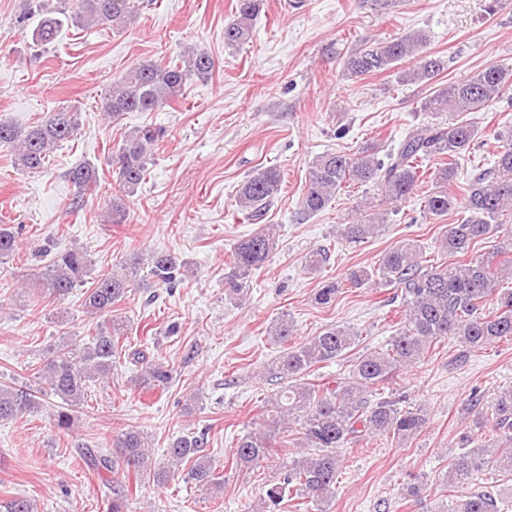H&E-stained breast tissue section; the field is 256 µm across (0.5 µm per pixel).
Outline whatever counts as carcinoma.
<instances>
[{
    "instance_id": "obj_1",
    "label": "carcinoma",
    "mask_w": 512,
    "mask_h": 512,
    "mask_svg": "<svg viewBox=\"0 0 512 512\" xmlns=\"http://www.w3.org/2000/svg\"><path fill=\"white\" fill-rule=\"evenodd\" d=\"M136 0H26L23 17L32 16L37 24L31 32L32 44L45 47L57 41L70 27L126 26L135 13ZM263 0H237L235 19L224 26V45L236 49L252 37V22ZM427 37L413 33L370 44L343 60L344 72L351 77L381 73L399 64L411 66L400 71L406 84L433 85L422 109L432 114H454L458 120L419 127L408 133L397 146L385 153L367 144L351 151L326 152L311 162L307 189L300 202L301 216L322 212L343 188L360 185L378 187L391 212L411 198L423 184L422 164L432 163L433 188L425 197L424 211L443 217L459 208L467 213L460 222L443 226L436 239L437 252L448 257L439 265H425L423 248L407 242L386 251L368 268L351 271L346 282L353 288L370 285L392 286L400 298L401 320L386 348L360 355L348 374L332 382L315 385L306 381V371L332 361L355 345L358 333L350 327L329 325L306 341L290 346L293 322L282 319L271 327L275 342L283 345L268 365L267 373L288 384L275 391L266 402L271 429L246 432L237 441L233 459L239 468L256 467L276 454L275 432H288L286 424L300 426L306 443L315 449L312 456L282 465L279 481L270 485L257 507L259 512H282L286 497L306 500L311 512H327L341 468L340 450L354 444L386 437L398 442L420 434L426 422L422 407L406 408L395 393L385 389L400 370L425 358L432 346L454 339L469 348H482L502 339H512V259L498 268L492 260L475 258L457 261L475 243L488 237L499 239L498 252L512 255V129L498 132L506 140L489 170L471 174L464 184V198L450 186L457 180L459 160L474 145L477 130L461 115L488 107L512 93V68L489 64L477 73L456 81L439 83L445 64L439 58L422 54ZM215 68L214 59L204 51L183 58L182 63L143 61L120 80L112 83L101 97L102 111L110 119L126 112H155L183 95L186 82L207 78ZM77 113L70 110L48 112L38 123L22 128L0 118V148L14 155L15 164L29 173L43 171L51 153L78 130ZM155 137L149 129L125 133L112 152V168L120 190L132 195L145 181L153 156ZM78 195L97 183L95 168L81 164L69 172ZM281 173L275 166L253 169L240 184L238 203L251 218L259 219L281 190ZM386 218L372 216L352 224H341L338 234L350 243H359L381 232ZM275 238L268 227L240 240L232 250L231 272L225 277L224 295L236 303L244 297L245 279L269 258ZM17 250L13 227L0 224V261ZM330 261L324 249L312 251L306 267L316 274ZM184 264L170 253L152 255L149 275L160 284H172ZM140 260L134 256L112 273L102 276L84 292L83 307L91 314L108 319L96 327L83 345L66 342L54 348L41 363L38 375L47 389L25 383L0 385V420L32 414L41 406V396L51 392L61 399L56 426L67 431L74 422L72 409L81 405L89 384L110 381L112 371L125 358L141 366L134 380L145 392L160 391L172 379L171 368L142 351L120 345L127 338L129 320L118 305L134 286ZM88 258L78 249H66L37 276L35 287L63 299L85 283ZM476 424L489 426L500 436L503 448L479 443L475 434L460 437L459 451L448 459L446 481L463 482L476 472L490 469L512 472V386L498 391L491 411L483 410L481 399L470 401ZM77 454L95 472L112 474V500L107 512H127L130 478L165 485L175 475L203 491L224 488V477L207 453L205 434L190 433L172 439L166 448L167 464L157 467L148 453L144 436L123 429L112 438V452L77 446ZM0 512H34L31 500L15 497L0 502ZM448 512H501L497 490L484 486L458 500Z\"/></svg>"
}]
</instances>
